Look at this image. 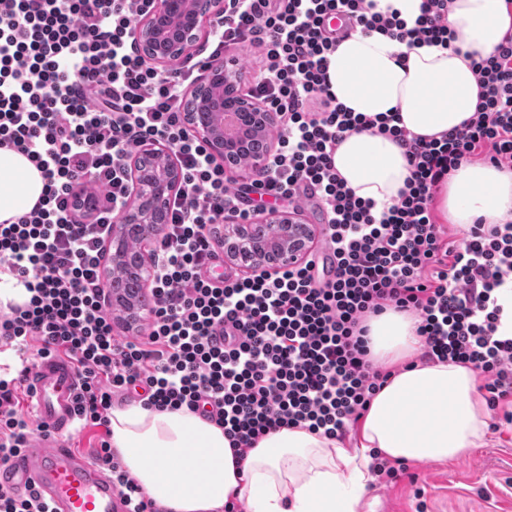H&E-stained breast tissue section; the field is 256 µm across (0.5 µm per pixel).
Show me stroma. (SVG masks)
<instances>
[{
    "label": "stroma",
    "instance_id": "stroma-1",
    "mask_svg": "<svg viewBox=\"0 0 512 512\" xmlns=\"http://www.w3.org/2000/svg\"><path fill=\"white\" fill-rule=\"evenodd\" d=\"M412 470L416 483L368 489L360 512H375L383 497L392 512H512V429L456 462H416Z\"/></svg>",
    "mask_w": 512,
    "mask_h": 512
}]
</instances>
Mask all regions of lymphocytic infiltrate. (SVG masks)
Returning <instances> with one entry per match:
<instances>
[{
    "label": "lymphocytic infiltrate",
    "mask_w": 512,
    "mask_h": 512,
    "mask_svg": "<svg viewBox=\"0 0 512 512\" xmlns=\"http://www.w3.org/2000/svg\"><path fill=\"white\" fill-rule=\"evenodd\" d=\"M452 2L422 0L409 25L374 12L372 0H225L209 54L186 55L162 75L133 39L155 0H0V147L26 155L45 180L35 208L0 224V273L29 294L0 311V348L23 355L16 377L0 379V465L30 448L20 390L37 360L56 353L81 377L79 425L94 432L92 457L128 512H162L112 449L115 394L204 417L240 460L283 427L342 439L392 375L374 364L365 326L389 308L415 315L420 361L478 371L490 430L512 425V338L497 334L496 297L512 276V217L475 221L458 239L435 208L444 178L462 164L512 169V31L489 54L469 52L478 108L438 140L411 136L393 112L346 111L327 78L340 42L325 26L331 14H348L365 33L457 53ZM248 46L263 54L247 95L279 123L267 175L247 185L186 125L183 92L225 52ZM364 130L396 140L410 171L379 213L333 161L337 145ZM154 141L170 147L182 181L151 244L146 333L121 337L104 277L106 236L130 198V156ZM257 194L314 199L321 248L333 255L327 272L308 259L211 276L220 254L211 225L251 223Z\"/></svg>",
    "instance_id": "1"
}]
</instances>
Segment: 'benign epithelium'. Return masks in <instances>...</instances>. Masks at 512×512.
I'll return each mask as SVG.
<instances>
[{
    "label": "benign epithelium",
    "instance_id": "obj_1",
    "mask_svg": "<svg viewBox=\"0 0 512 512\" xmlns=\"http://www.w3.org/2000/svg\"><path fill=\"white\" fill-rule=\"evenodd\" d=\"M222 7L221 0H155L153 10L137 22L133 38L140 53L163 73L195 42L211 35ZM186 100L190 102L187 124L208 143L213 155L224 159L234 173L246 157L248 177L262 179L273 151L271 131L277 119L239 92L235 73L222 62L213 64L191 85ZM226 112L239 119L238 133L230 137L224 133ZM130 178V200L112 225V269H134L145 283L153 276L154 266L144 246L164 231L169 199L181 174L168 145L155 142L132 156ZM316 232L314 225L295 214L267 211L253 224H220L215 236L224 248L225 261L252 272L300 262ZM112 304L128 328L140 326L147 318V305L117 288L112 289Z\"/></svg>",
    "mask_w": 512,
    "mask_h": 512
}]
</instances>
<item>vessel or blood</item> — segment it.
<instances>
[{
    "mask_svg": "<svg viewBox=\"0 0 512 512\" xmlns=\"http://www.w3.org/2000/svg\"><path fill=\"white\" fill-rule=\"evenodd\" d=\"M81 379L67 359H38L28 373V407L49 436L47 445L22 451L0 468V483L17 495L36 490L52 512H127L110 475L63 443L77 424Z\"/></svg>",
    "mask_w": 512,
    "mask_h": 512,
    "instance_id": "1",
    "label": "vessel or blood"
}]
</instances>
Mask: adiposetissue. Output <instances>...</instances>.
Returning a JSON list of instances; mask_svg holds the SVG:
<instances>
[{
	"label": "adipose tissue",
	"mask_w": 512,
	"mask_h": 512,
	"mask_svg": "<svg viewBox=\"0 0 512 512\" xmlns=\"http://www.w3.org/2000/svg\"><path fill=\"white\" fill-rule=\"evenodd\" d=\"M448 25L461 50L411 46L387 34L352 33L328 57L337 103L354 112L398 113L400 127L426 140L461 126L479 87L465 54L493 51L508 30L505 0H453ZM347 187L376 209L392 205L410 175L403 148L367 131L343 139L333 156ZM44 179L23 154L0 148V223L30 212ZM441 216L466 226L512 214V171L461 165L444 184ZM370 350L394 374L373 397L353 442L299 428L262 437L237 463L221 427L186 410L132 403L113 408L111 444L123 466L165 512H222L236 497L246 512H360L372 482L370 453L406 461L453 462L483 447L488 414L469 366L417 361L413 315L370 317Z\"/></svg>",
	"instance_id": "ef3b65f1"
}]
</instances>
